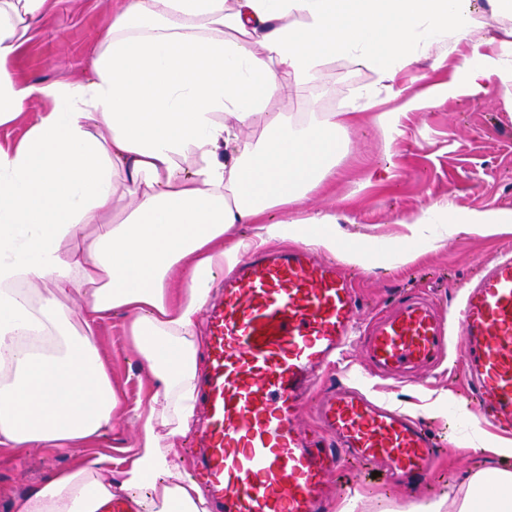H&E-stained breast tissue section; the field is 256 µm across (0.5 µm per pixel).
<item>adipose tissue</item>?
Masks as SVG:
<instances>
[{
	"instance_id": "ef3b65f1",
	"label": "adipose tissue",
	"mask_w": 512,
	"mask_h": 512,
	"mask_svg": "<svg viewBox=\"0 0 512 512\" xmlns=\"http://www.w3.org/2000/svg\"><path fill=\"white\" fill-rule=\"evenodd\" d=\"M489 14L512 18V0H124L83 78L23 83L13 66L47 0H0V127L30 100L53 103L18 144L0 145V457L84 451L13 494L11 512H98L115 497L134 512H211L180 460L215 277L252 246L286 241L369 265L364 247L344 246L335 214L292 215L334 173L358 113L272 112L269 102L340 56L394 81L416 51L450 39L470 43L461 86L487 92L492 74L512 72V40L493 57L474 38ZM422 26L434 39L414 44ZM275 208L285 217L266 219ZM438 212L452 232L512 223V209ZM243 224L252 238L239 237ZM116 314L145 383L132 402L98 346ZM123 413L137 422L133 446L91 454ZM403 512H512V470L478 469L464 493Z\"/></svg>"
}]
</instances>
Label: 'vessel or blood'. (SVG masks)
I'll list each match as a JSON object with an SVG mask.
<instances>
[{"label":"vessel or blood","instance_id":"1","mask_svg":"<svg viewBox=\"0 0 512 512\" xmlns=\"http://www.w3.org/2000/svg\"><path fill=\"white\" fill-rule=\"evenodd\" d=\"M207 313L198 442L202 476L224 512H322L325 473L355 462L385 481L428 476L438 443L423 421L324 371L354 340L355 288L335 263L293 247L243 260ZM461 380L485 422L512 433V252L473 281L455 313ZM364 330L372 374L406 382L446 354L449 324L429 293L372 316ZM332 448L298 425L304 406Z\"/></svg>","mask_w":512,"mask_h":512}]
</instances>
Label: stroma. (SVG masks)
Returning <instances> with one entry per match:
<instances>
[{
  "label": "stroma",
  "mask_w": 512,
  "mask_h": 512,
  "mask_svg": "<svg viewBox=\"0 0 512 512\" xmlns=\"http://www.w3.org/2000/svg\"><path fill=\"white\" fill-rule=\"evenodd\" d=\"M51 21L27 43L14 65L22 81H72L83 77L97 36L120 0H50ZM468 42L442 62L416 56L394 82L398 98L382 104V111H400L399 130L385 131L377 122L380 110L363 112L358 125L343 135L345 150L323 187L308 194L309 211H327L347 216L343 229L348 242L372 246V265L363 270L349 267L359 297V317L368 319L390 308L404 296L426 290L438 309L454 313L465 284L481 267L512 251V232L493 235L460 233L447 235L442 224L425 227L437 238L435 249L413 262L400 264L392 246L405 233L403 223L414 219L432 204H450L455 214L512 209V85L491 76L494 94H440L423 111L403 110L405 100L427 86L444 88L456 74ZM377 75L356 66L351 59L336 58L317 80L301 87L284 83L269 104L273 112H305L310 103L319 111L359 109L360 92L376 85ZM99 349L110 367L112 384L127 400L139 392L138 355L113 317L100 329ZM331 378L364 386L374 396L411 411L443 444L438 466L426 479L404 488L384 484L360 470L358 465L328 475L333 497L327 512H337L347 498H361L360 512H379L389 506L403 507L413 500L435 497L465 488V477L473 470L499 465L490 453L474 449L477 434L494 442L493 430L479 431L474 425L476 401L464 388L453 359L435 368L415 371L411 382L399 385L370 375L361 346H354L342 369ZM447 395L438 411H427L425 394ZM70 455L44 448L23 450L10 464L0 463V512H10V496L66 467Z\"/></svg>",
  "instance_id": "35a3bbf8"
}]
</instances>
